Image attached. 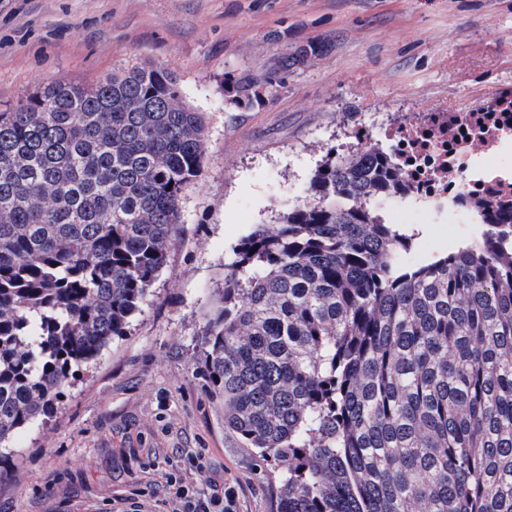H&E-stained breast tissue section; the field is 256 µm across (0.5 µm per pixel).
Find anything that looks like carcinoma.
<instances>
[{
  "label": "carcinoma",
  "instance_id": "obj_1",
  "mask_svg": "<svg viewBox=\"0 0 512 512\" xmlns=\"http://www.w3.org/2000/svg\"><path fill=\"white\" fill-rule=\"evenodd\" d=\"M205 143L157 65L0 108V465L149 300ZM334 151L224 264L198 353L224 428L277 471L275 512H512V223L403 265L373 200L404 172Z\"/></svg>",
  "mask_w": 512,
  "mask_h": 512
}]
</instances>
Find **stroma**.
<instances>
[{
	"mask_svg": "<svg viewBox=\"0 0 512 512\" xmlns=\"http://www.w3.org/2000/svg\"><path fill=\"white\" fill-rule=\"evenodd\" d=\"M315 45L289 71L284 55ZM135 63L167 67L206 125L201 173L183 191L182 231L154 296L64 389L46 424L18 430L0 512H113L160 474L204 455L237 512H275L278 477L224 428L197 361L230 250L255 224L309 199L328 146L371 113L475 112L512 86V0H0V104L54 81L91 83ZM278 82L261 103L236 83ZM409 262L461 242L421 224Z\"/></svg>",
	"mask_w": 512,
	"mask_h": 512,
	"instance_id": "1",
	"label": "stroma"
}]
</instances>
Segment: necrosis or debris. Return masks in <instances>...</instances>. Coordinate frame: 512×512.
Wrapping results in <instances>:
<instances>
[{
	"label": "necrosis or debris",
	"instance_id": "1",
	"mask_svg": "<svg viewBox=\"0 0 512 512\" xmlns=\"http://www.w3.org/2000/svg\"><path fill=\"white\" fill-rule=\"evenodd\" d=\"M503 92L491 108L479 112H416L370 120L353 132L354 141L384 144L403 164L410 190L406 197H385L380 208L415 209L440 221L478 226L476 202L494 194L512 202V107Z\"/></svg>",
	"mask_w": 512,
	"mask_h": 512
}]
</instances>
